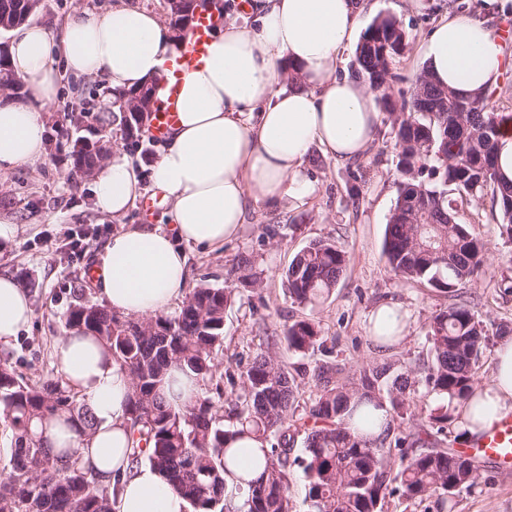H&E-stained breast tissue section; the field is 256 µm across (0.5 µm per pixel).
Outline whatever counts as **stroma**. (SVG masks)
I'll return each instance as SVG.
<instances>
[{"instance_id": "obj_1", "label": "stroma", "mask_w": 512, "mask_h": 512, "mask_svg": "<svg viewBox=\"0 0 512 512\" xmlns=\"http://www.w3.org/2000/svg\"><path fill=\"white\" fill-rule=\"evenodd\" d=\"M361 16L369 24L379 15H394L408 34V46L397 65L393 98L408 91L424 67L419 46L447 10L448 0H370ZM112 90L100 80L69 79L59 88L58 105L47 113L46 155L35 167L19 168L0 180V212L14 216L19 232L9 244L0 242V273L16 282L30 278L37 286L28 296L34 316L9 342H0V356L10 355L19 373L35 378L50 373L55 343L63 336L61 317L78 289L97 300L95 288L84 287V273L93 266L112 233L121 226L143 223L140 208L120 218L102 215L94 204L90 180L74 182L68 173L71 140H101L109 149L129 156L143 193L153 189L151 167L163 146L149 134L131 138L121 114L109 111ZM397 151L390 125H382L376 145L362 159L346 164L311 147L303 162L314 193L281 204L261 203L250 210L242 232L224 247L187 251V288L200 280L216 287L239 288L237 302L224 321L221 368L247 364L258 352L273 349L289 369L311 368L309 358L287 348L285 330L293 321L311 318L333 352L330 359L354 376L363 366L388 362L395 372L427 362L425 338L430 316L445 309L447 293L427 283L410 281L388 266L383 254L386 224L397 195ZM486 244L483 267L461 286L459 301L467 303L485 325L488 341L477 375L490 382L501 326L512 327V235L494 219L490 206L467 209L461 216ZM332 240L348 255L347 267L329 298L315 307H301L288 298L281 274L311 240ZM261 280L260 289L240 286L238 274ZM399 308L407 323L403 342L374 344L369 316L378 307ZM477 487L455 497L453 512H512V477H500L492 464L480 466Z\"/></svg>"}]
</instances>
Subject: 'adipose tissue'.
I'll list each match as a JSON object with an SVG mask.
<instances>
[{"label":"adipose tissue","instance_id":"obj_1","mask_svg":"<svg viewBox=\"0 0 512 512\" xmlns=\"http://www.w3.org/2000/svg\"><path fill=\"white\" fill-rule=\"evenodd\" d=\"M505 3L482 0L476 13L450 9L434 25L421 52L439 85L468 98L497 84L503 48L488 16ZM367 6V0H241L225 15L215 0L206 4L218 23L206 56L182 76L179 123L152 168L167 224H133L109 238L95 262L107 306L139 318L167 312L185 289L186 247H223L238 236L252 205L313 192L302 172L311 146L339 163L370 151L382 124L375 96L364 81L338 73ZM182 50L157 14L122 2L106 12L77 11L56 33L34 23L14 29L8 65L29 95L0 106V174L45 155V114L56 102L61 72L129 90L159 80ZM284 59L298 74L288 89L279 70ZM92 180L104 214L123 216L139 196L124 154L113 153ZM32 317L23 288L0 276V340L17 336ZM54 355L98 421L87 439L56 422L49 431L54 448L77 449L102 483L119 482L115 512H187L158 471L131 462L126 373L77 329L67 330ZM474 400L484 407L476 417L462 402L451 404L465 435L512 414L511 335L500 339L496 372L489 384L475 387Z\"/></svg>","mask_w":512,"mask_h":512}]
</instances>
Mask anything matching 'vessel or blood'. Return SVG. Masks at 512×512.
Masks as SVG:
<instances>
[{
	"label": "vessel or blood",
	"mask_w": 512,
	"mask_h": 512,
	"mask_svg": "<svg viewBox=\"0 0 512 512\" xmlns=\"http://www.w3.org/2000/svg\"><path fill=\"white\" fill-rule=\"evenodd\" d=\"M211 19L200 18L187 37L181 56L175 66L171 67L160 79L161 88L166 97L165 106L155 112L149 135L161 140L166 138L178 122L177 100L181 76L186 68L200 61L209 42ZM465 455L478 460L494 463L497 470H512V417H506L475 439L464 448Z\"/></svg>",
	"instance_id": "b4317fda"
}]
</instances>
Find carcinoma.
Wrapping results in <instances>:
<instances>
[{
    "label": "carcinoma",
    "instance_id": "1",
    "mask_svg": "<svg viewBox=\"0 0 512 512\" xmlns=\"http://www.w3.org/2000/svg\"><path fill=\"white\" fill-rule=\"evenodd\" d=\"M38 0H0V18L11 26L27 21ZM408 36L393 15L377 16L354 51L352 76L369 84L394 132L400 174L386 225L383 255L392 271L407 280H425L447 293L478 272L486 244L459 219L460 211L490 197L499 224L512 232V186L497 174L494 147L507 116L493 102L496 89L469 98L438 86L421 71L409 94H390L396 63ZM70 175H87L105 159L96 149L70 153ZM347 253L329 239H316L282 273L288 297L302 306L328 298L347 265ZM236 289L201 283L174 314L149 319L117 315L103 304L77 295L63 315L67 329H84L109 352L130 381L127 415L131 460L158 470L187 502L190 512H234L225 475L236 461L227 443L262 441L264 474L245 493L244 512H296L291 494L296 470L306 481L309 512H383L389 497L434 500L437 512L453 507L455 496L478 485L479 466L451 448L419 450L438 443L454 418L442 406L428 416L426 439L393 436L394 423L413 417L405 397L412 370L391 376V366L370 365L358 381L337 380L341 370L317 364L310 381L317 396L301 422L288 423L299 407L300 384L276 352L261 351L244 370L225 371L234 393L235 420L224 424V388L215 381L224 347V318ZM432 364L424 376L427 392L465 400L480 368L486 330L469 306L452 303L428 321ZM288 350L307 356L326 350L318 324L300 319L285 331ZM195 379L201 393L173 404L162 390L168 370ZM386 409L383 432L375 438L352 433L347 424L362 415L369 430L374 418L364 406ZM64 418L91 436L97 426L84 395L63 375L29 380L11 358H0V426L9 433L10 455L0 467V512H112L117 487L104 484L81 458L56 452L47 426ZM305 432L295 453L292 431Z\"/></svg>",
    "mask_w": 512,
    "mask_h": 512
}]
</instances>
